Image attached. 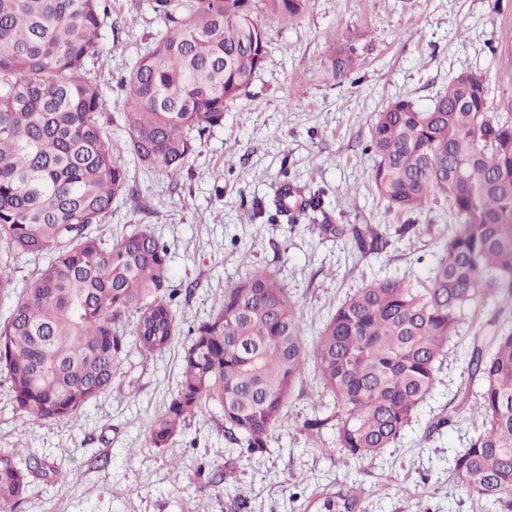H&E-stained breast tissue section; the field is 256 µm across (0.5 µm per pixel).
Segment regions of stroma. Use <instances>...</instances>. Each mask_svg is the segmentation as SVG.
I'll return each mask as SVG.
<instances>
[{
	"mask_svg": "<svg viewBox=\"0 0 512 512\" xmlns=\"http://www.w3.org/2000/svg\"><path fill=\"white\" fill-rule=\"evenodd\" d=\"M109 4L105 51L87 69L105 100L101 121L121 144L128 137L121 81L165 23L149 0ZM341 45L353 48L360 65L337 83L324 64ZM510 46L512 0H306L297 18L267 28L261 69L226 104L223 124L206 133L178 182L131 167L145 211L118 206L93 230L113 241L143 227L167 245L182 330L207 319L227 285L259 268L277 273L306 335L315 336L358 288L385 276L425 279L446 230L442 212L423 213L414 232L377 254L318 233L321 224L405 221L387 211L370 180L374 157L366 146L377 112L400 97L429 108L465 68L483 71L495 97L511 96L512 62L503 55ZM287 185L322 189L323 211L293 221L277 214ZM43 264L30 255L10 259L13 290L0 292V322ZM503 307L494 299L465 318L433 395L390 448L363 459L344 456L334 427L314 438L303 431L306 419L336 410L311 367L289 394L267 453L249 458L225 440L214 404L169 448L149 447L150 426L179 387L181 343L150 358L129 346L113 388L78 420L50 427L16 411L0 374V448L35 449L55 468L34 477L14 512H309L314 495L352 484L362 489L359 512H488L450 467L477 427L460 404L480 393L464 353ZM451 409L457 424L429 432Z\"/></svg>",
	"mask_w": 512,
	"mask_h": 512,
	"instance_id": "obj_1",
	"label": "stroma"
}]
</instances>
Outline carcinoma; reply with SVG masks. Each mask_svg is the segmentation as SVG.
<instances>
[{"mask_svg":"<svg viewBox=\"0 0 512 512\" xmlns=\"http://www.w3.org/2000/svg\"><path fill=\"white\" fill-rule=\"evenodd\" d=\"M306 0H152L166 30L122 82L129 138L119 148L100 123L104 99L86 60L100 53L103 0H0V242L45 257L35 282L0 324V371L17 411L44 425L82 414L112 389L129 337L146 355L170 349L179 325L169 288V251L148 230L108 243L91 231L125 200L134 163L177 178L224 106L242 96L266 53V28L298 16ZM351 49H335L327 73L342 82ZM367 150L371 181L387 211L437 209L448 233L430 275L414 284L386 276L342 301L314 337L323 389L336 398V440L351 458L390 447L436 389L448 341L465 312L490 298L512 304V97L494 103L487 77L458 72L427 110L398 98L377 113ZM323 209L320 194L277 212ZM382 251L370 225L319 224ZM133 319L125 330L123 319ZM465 352L482 381L473 409L481 430L451 470L492 512H512V327L489 321ZM308 358L302 321L277 274L252 270L224 288V303L188 332L176 395L149 429L165 449L209 402L240 454L267 452L270 432ZM45 473L31 450L0 451V512H13ZM361 489L326 492L316 512H357Z\"/></svg>","mask_w":512,"mask_h":512,"instance_id":"obj_1","label":"carcinoma"}]
</instances>
